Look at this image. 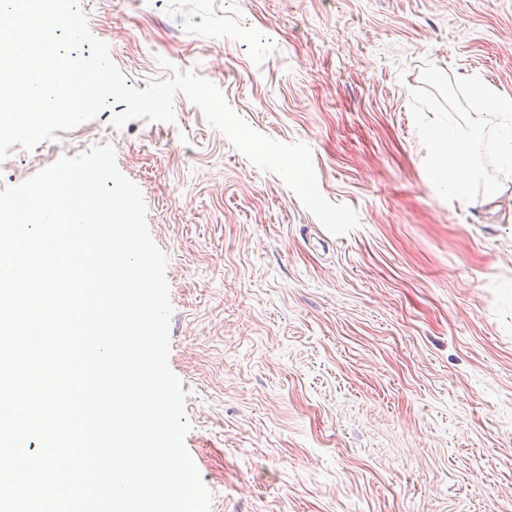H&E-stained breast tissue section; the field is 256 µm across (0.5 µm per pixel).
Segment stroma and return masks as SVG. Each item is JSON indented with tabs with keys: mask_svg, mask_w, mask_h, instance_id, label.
Here are the masks:
<instances>
[{
	"mask_svg": "<svg viewBox=\"0 0 512 512\" xmlns=\"http://www.w3.org/2000/svg\"><path fill=\"white\" fill-rule=\"evenodd\" d=\"M80 6L128 85L195 71L359 215L329 234L181 95L0 160L1 189L109 144L139 187L210 512H512V180L444 201L410 110L429 63L512 97V0Z\"/></svg>",
	"mask_w": 512,
	"mask_h": 512,
	"instance_id": "obj_1",
	"label": "stroma"
}]
</instances>
